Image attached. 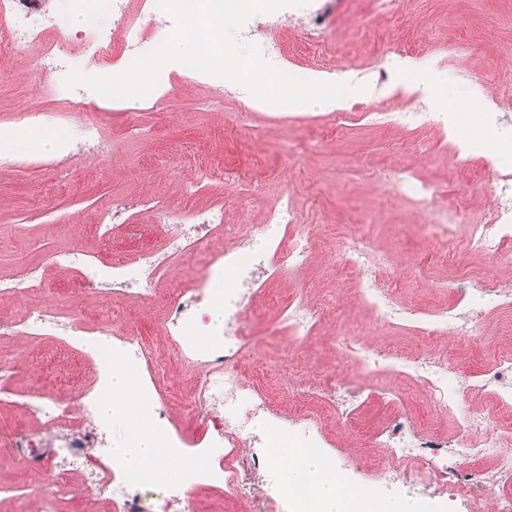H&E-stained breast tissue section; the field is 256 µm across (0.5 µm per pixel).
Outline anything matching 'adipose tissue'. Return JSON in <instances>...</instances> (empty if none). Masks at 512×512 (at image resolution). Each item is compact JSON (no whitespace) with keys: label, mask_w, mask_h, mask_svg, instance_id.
Returning a JSON list of instances; mask_svg holds the SVG:
<instances>
[{"label":"adipose tissue","mask_w":512,"mask_h":512,"mask_svg":"<svg viewBox=\"0 0 512 512\" xmlns=\"http://www.w3.org/2000/svg\"><path fill=\"white\" fill-rule=\"evenodd\" d=\"M410 87L421 97L440 99L442 112L455 111L456 106L448 98V77L429 64H419L412 69ZM69 137L65 132L46 133L30 128L0 129V153L17 155L34 149L44 154L66 150ZM130 373L122 365H114L110 387L102 404L105 414L121 415L136 435L135 447H122L116 454L133 468L140 467L150 458H158L159 448L150 428L141 422L128 405L134 399L129 382ZM277 462L288 482L289 489L310 487L319 512H420V505L412 499H392L377 502L365 495L340 485L337 478L327 474L320 456L304 448H292L278 456Z\"/></svg>","instance_id":"adipose-tissue-1"}]
</instances>
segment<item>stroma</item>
<instances>
[{"instance_id": "35a3bbf8", "label": "stroma", "mask_w": 512, "mask_h": 512, "mask_svg": "<svg viewBox=\"0 0 512 512\" xmlns=\"http://www.w3.org/2000/svg\"><path fill=\"white\" fill-rule=\"evenodd\" d=\"M322 6L331 10L336 29L324 51L309 47L303 27L293 20L268 16L261 33L279 48V66L365 86L357 98L363 115L341 125L335 111L315 105L264 110L236 87L171 66L159 72L153 97L108 103L89 89L84 107L74 110L55 94L41 66L43 43L20 50L0 46V127H20L21 115L36 113L39 127L67 132L71 139L65 153L35 157L23 167L0 166V276L40 264L65 246L97 251L106 259L131 249L130 241L102 240L91 228L96 210L115 198L152 197L172 208L190 198L203 206L220 201L225 223L245 226L263 223L274 200L287 192L294 197L300 223L316 227L318 245L308 267L271 283L267 303L251 312L259 336L245 360L256 386L279 383L282 405H302V389L311 378H365L356 359L337 348L339 332L384 352L397 351L406 360L442 352L449 370L462 377L484 368L488 344L512 348V335L502 333L500 310L481 294L472 299L482 311L478 328L463 341L382 326L355 300L349 283L340 280L336 260L337 230L369 235L392 257L382 278L394 285L396 300L424 316L452 303L454 295L442 287L443 279L499 273L495 258L454 267L435 264L424 227L438 211L456 213L462 227L482 223L496 199L512 196V183L496 175L498 163L512 162V112L504 113L493 136L485 132L484 117L493 101H512V0H403L396 13L373 10L367 0H358L352 9L342 0H310L296 12ZM384 51L402 56L405 66L381 84L378 58ZM411 62H432L445 70L448 94L461 104L480 102L466 130L475 150L460 154L450 149L440 122L410 129L386 121L394 97L426 112L438 110L435 100L406 91ZM120 112L137 119L139 137H127L116 118ZM84 124L102 129L110 143L107 154L93 156L80 147L76 135ZM407 169L434 187L433 210H418L396 192L392 178ZM241 170L263 183L261 195L238 192L226 182V175ZM70 277V272L49 270L39 300L54 312L80 315L88 326L131 330L164 348L160 320L150 306L103 303L67 292ZM297 299L324 310L320 329L299 347L279 324L282 310ZM0 361L15 367L9 389L0 390V484L23 492L12 512H42L56 480L32 476L9 440L28 423L22 404L29 393L41 390L74 399L78 385L96 380V360L87 346L73 349L58 338L21 337L0 343ZM164 378L170 389L165 403L169 426L180 431L185 425L180 396L191 376L170 356ZM398 389L406 413L436 428L451 427L453 418L482 408L493 427L512 416L487 407L467 388L459 390L450 413L435 410L419 386L402 382ZM388 413L383 401L372 399L361 407L352 429L331 432L325 454L328 461L347 464L348 486L361 487L371 477L369 438Z\"/></svg>"}]
</instances>
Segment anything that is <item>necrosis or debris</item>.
<instances>
[{
	"mask_svg": "<svg viewBox=\"0 0 512 512\" xmlns=\"http://www.w3.org/2000/svg\"><path fill=\"white\" fill-rule=\"evenodd\" d=\"M111 25L96 18L93 8L83 10L84 28L71 38V51L48 45L42 66L62 74L74 56L100 61L102 77L119 76L108 61L117 56H136L146 42L144 28L130 19L128 0H110ZM42 15L29 0H0V45L22 47L45 33ZM154 212L161 223V238L135 250L133 256L111 261L93 253L68 249L51 253L46 265L25 268L0 278V298L25 297L40 285L46 267L73 272L72 288L84 296L110 301H161L163 333L181 364L191 368L195 384L184 403L196 422L186 441L192 447L175 481H161L155 468L129 469L112 454L111 426L98 417L99 405L108 391L112 372L107 358L110 348L122 351L129 364L153 365L150 346L132 333L90 328L78 316L62 318L34 305L24 319H0V340L27 336H64L72 345L97 347L96 386L78 390L75 401L51 393L31 397L24 404L28 416L39 421L36 429L13 434L11 445L29 469L56 476L59 499L88 497L94 512H198L195 494L207 487L223 492L225 499L250 498L252 512H291L293 499L287 485L271 490L258 480L276 451L288 448L324 447L327 438L318 429L295 427L299 416L278 406L245 375L242 361L254 348L255 339L246 330L249 311L268 298V283L304 269L316 241L299 224L292 195L281 194L269 208L263 223L232 228L224 222L219 206L206 209L170 210L150 198H117L97 218L101 236H137L139 227L129 221L133 211ZM211 242L208 259L196 275L186 280L167 276L178 258ZM340 270L351 280L355 296L377 321L389 325L414 324L419 333L456 337L473 335L480 313L471 307L473 292L494 296L500 308H512V282L507 280H449L454 301L435 318L423 319L402 307L393 297L380 271L387 258L369 238L340 233L336 236ZM475 256L512 258V204L500 200L489 210L485 222L467 227L462 259ZM231 280L235 289L216 298L214 282ZM224 311V329L216 340L200 342L196 332L207 316L211 301ZM342 347L354 350L358 363L368 372H393L421 386L430 400L445 411L457 403L458 388L448 381V362L433 354L411 360L383 356L349 336ZM140 395L139 412L160 439H167L165 415L156 406L168 387L158 375L133 374ZM469 387L498 405L512 406V350L499 352L478 375L469 377ZM364 386L350 382H323L315 387L319 419L344 423L356 416L365 398ZM391 411L373 432L376 447L384 455L379 474L407 480L411 473L428 478L440 494L466 502L471 512H484L487 499H494L498 512H512V429L489 427L484 413L472 412L458 423L467 438L454 447L437 429L411 420L398 407L394 391L383 393ZM468 468L450 479V461ZM79 473L80 488L66 479Z\"/></svg>",
	"mask_w": 512,
	"mask_h": 512,
	"instance_id": "4bbe7bcc",
	"label": "necrosis or debris"
}]
</instances>
